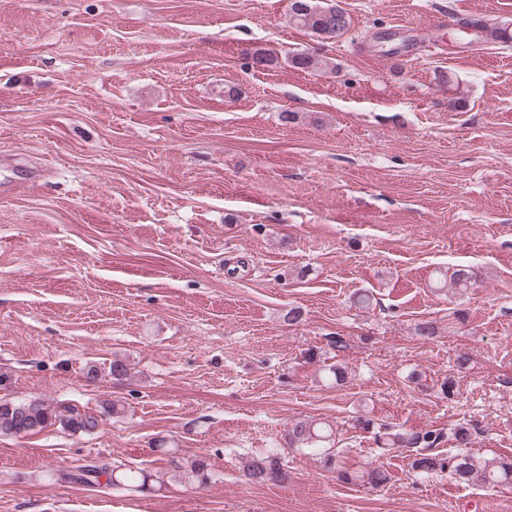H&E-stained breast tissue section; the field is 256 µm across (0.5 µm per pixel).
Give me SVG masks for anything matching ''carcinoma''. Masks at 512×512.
<instances>
[{"instance_id":"1","label":"carcinoma","mask_w":512,"mask_h":512,"mask_svg":"<svg viewBox=\"0 0 512 512\" xmlns=\"http://www.w3.org/2000/svg\"><path fill=\"white\" fill-rule=\"evenodd\" d=\"M332 8L331 0H291L289 17L301 28L324 39H334L348 30L349 19L336 22V17L331 13ZM289 60L294 68L301 71L334 68L330 58L315 53H296ZM122 412L123 408L110 400L102 403L101 410L93 412L87 407L72 404L51 408L38 399L26 402L0 399V436L19 437L56 424L72 433H92L100 426L102 417ZM356 426L371 432L382 451H406L410 468L417 476L446 470L454 482L460 485L474 482L512 485V457L477 461L470 453L476 430L467 423L456 424L446 432L438 429L408 430L398 425L378 424L366 418L357 419ZM327 438L328 430L314 422L297 421L288 428V441L293 445L313 447L325 442ZM446 442L451 444L454 452L446 457L434 452L435 448ZM321 462L325 469L335 473L340 481L347 484L376 488L387 480L381 463H370L360 471H351L331 451L322 453ZM246 472L255 484L276 482L282 477L279 464L269 456L250 459ZM148 478L149 475L143 470L122 469L97 462L82 465L75 470H51L44 474L48 482L90 486L104 483L112 487L123 486L130 491L145 486Z\"/></svg>"}]
</instances>
